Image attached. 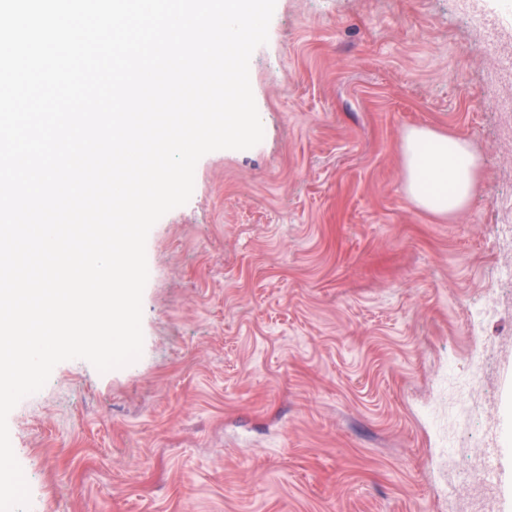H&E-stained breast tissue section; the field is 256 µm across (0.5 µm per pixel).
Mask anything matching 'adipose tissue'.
Segmentation results:
<instances>
[{
    "instance_id": "ef3b65f1",
    "label": "adipose tissue",
    "mask_w": 512,
    "mask_h": 512,
    "mask_svg": "<svg viewBox=\"0 0 512 512\" xmlns=\"http://www.w3.org/2000/svg\"><path fill=\"white\" fill-rule=\"evenodd\" d=\"M406 189L425 210L452 215L475 190L480 162L468 143L429 129L412 128L402 139Z\"/></svg>"
}]
</instances>
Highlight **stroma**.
Listing matches in <instances>:
<instances>
[{"label":"stroma","mask_w":512,"mask_h":512,"mask_svg":"<svg viewBox=\"0 0 512 512\" xmlns=\"http://www.w3.org/2000/svg\"><path fill=\"white\" fill-rule=\"evenodd\" d=\"M462 2L276 0L264 137L152 227L141 357L61 362L8 417L28 512H503L448 442V367L480 349L483 423H512V81ZM411 128L480 156L462 212L410 199Z\"/></svg>","instance_id":"1"}]
</instances>
